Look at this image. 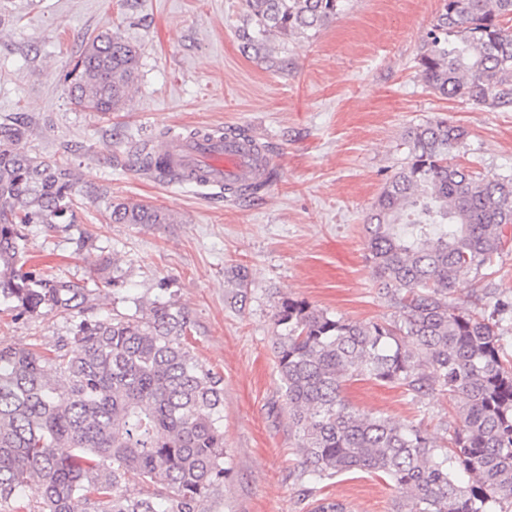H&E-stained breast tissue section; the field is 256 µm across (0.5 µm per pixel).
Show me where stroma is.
Returning a JSON list of instances; mask_svg holds the SVG:
<instances>
[{
	"label": "stroma",
	"mask_w": 512,
	"mask_h": 512,
	"mask_svg": "<svg viewBox=\"0 0 512 512\" xmlns=\"http://www.w3.org/2000/svg\"><path fill=\"white\" fill-rule=\"evenodd\" d=\"M439 0H350L320 31L241 51V0H0V116L25 113V148L79 175L71 224L25 226L27 269L96 287L86 318L171 301L189 319L193 356L224 384L222 494L210 512H396L399 492L379 473L308 475L276 366L283 298L353 322H392L398 310L372 275L364 219L406 163L409 129L445 119L467 135L454 150L469 170L512 177V111L488 112L429 90L417 59ZM140 51L127 106H76L67 74L104 29ZM234 126L265 143L278 170L236 200L160 181L134 154L168 131ZM148 204L168 224H115L112 202ZM123 287L106 285L113 264ZM512 297V248L457 282L451 305L492 314ZM71 317L23 315L0 302V344L47 352ZM354 410L425 430L447 445L460 425L447 392L418 396L368 378L344 382Z\"/></svg>",
	"instance_id": "35a3bbf8"
}]
</instances>
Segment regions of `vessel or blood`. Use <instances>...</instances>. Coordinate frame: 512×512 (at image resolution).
<instances>
[{
  "instance_id": "b4317fda",
  "label": "vessel or blood",
  "mask_w": 512,
  "mask_h": 512,
  "mask_svg": "<svg viewBox=\"0 0 512 512\" xmlns=\"http://www.w3.org/2000/svg\"><path fill=\"white\" fill-rule=\"evenodd\" d=\"M164 179L202 188L224 189L251 184L259 169L274 171L276 163L252 136L227 138L202 131L194 136L171 134L158 151Z\"/></svg>"
}]
</instances>
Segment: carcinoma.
I'll return each mask as SVG.
<instances>
[{
  "mask_svg": "<svg viewBox=\"0 0 512 512\" xmlns=\"http://www.w3.org/2000/svg\"><path fill=\"white\" fill-rule=\"evenodd\" d=\"M346 0H244V52L317 31ZM512 0H441L419 58L434 93L489 112L512 108ZM138 48L111 30L69 72L74 104L118 112L138 73ZM21 116L0 122V300L30 315L76 316L92 290L24 270L22 227L65 224L78 173L21 146ZM465 130L448 121L408 132L410 158L365 218L368 259L399 309L392 323L335 319L284 299L277 368L298 450L315 478L382 473L399 512H497L512 501V369L485 316L448 292L512 242V178L474 175L453 149ZM114 224H169L162 210L113 202ZM185 313L169 301L132 314L82 318L50 354L0 346V512H206L224 485V387L187 348ZM368 376L462 399L448 445L415 426L356 412L343 383ZM469 484L461 485L462 476ZM138 479L153 493L131 497Z\"/></svg>",
  "mask_w": 512,
  "mask_h": 512,
  "instance_id": "obj_1",
  "label": "carcinoma"
}]
</instances>
